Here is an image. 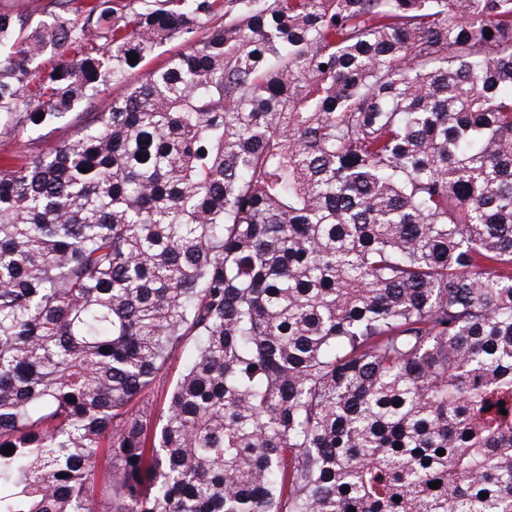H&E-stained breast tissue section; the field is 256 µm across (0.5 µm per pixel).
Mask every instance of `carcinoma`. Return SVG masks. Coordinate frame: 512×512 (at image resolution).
<instances>
[{
  "instance_id": "carcinoma-1",
  "label": "carcinoma",
  "mask_w": 512,
  "mask_h": 512,
  "mask_svg": "<svg viewBox=\"0 0 512 512\" xmlns=\"http://www.w3.org/2000/svg\"><path fill=\"white\" fill-rule=\"evenodd\" d=\"M42 13L3 136L188 48L0 164V512H512V0ZM185 48L179 40H172L160 47L153 58L145 65L127 73L126 82L119 85L109 84L94 99L80 105L65 118L38 131L20 130L15 136L1 137L0 135V163L1 159L8 158L16 165L25 163L32 156L38 155L49 148L73 137L85 125L90 123L95 112H102L112 103L113 98L121 97L126 87L139 83L146 70L165 60L170 54ZM188 360V348L179 347L172 351L166 365L159 377L145 394L143 400L129 407L130 413H135L143 407V404H152L155 417L161 414L165 394L173 380H175L186 368Z\"/></svg>"
}]
</instances>
